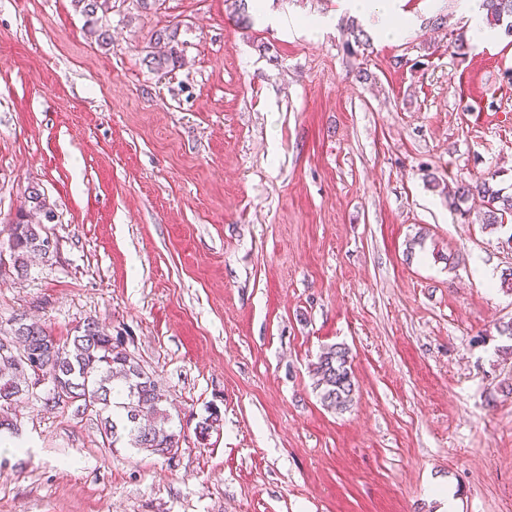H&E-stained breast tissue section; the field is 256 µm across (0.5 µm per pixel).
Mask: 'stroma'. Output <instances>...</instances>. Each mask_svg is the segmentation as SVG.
<instances>
[{
	"mask_svg": "<svg viewBox=\"0 0 512 512\" xmlns=\"http://www.w3.org/2000/svg\"><path fill=\"white\" fill-rule=\"evenodd\" d=\"M0 0V253L30 187L50 259L0 267V325L93 319L168 394L178 453L104 444L94 414L15 407L0 512H512V223L448 209L512 192V36L458 0H397L381 38L339 0ZM184 58L144 63L154 31ZM353 356L350 408L313 388ZM218 409L206 439L195 427ZM74 6L79 8L91 25L92 34H95L99 43L108 45L112 38L108 26L107 15L112 12V0H72ZM105 21V22H104ZM480 0H460V12L468 21L470 34L475 42L485 41L490 37V32L486 28L482 12L479 9L478 2ZM502 190L494 189L486 179L477 182L475 185L461 181L453 191L452 197L449 195L450 206L461 217L466 216L468 210L463 209L462 205L468 202L469 198L474 196L476 192L477 195L487 199L484 200L487 204V210L484 214L483 224L485 229L493 231L498 227H504L505 221L507 222L512 217V193L507 194ZM349 349L343 344L323 349L314 367L315 388L323 404L331 409L344 410L352 402L355 382Z\"/></svg>",
	"mask_w": 512,
	"mask_h": 512,
	"instance_id": "1",
	"label": "stroma"
}]
</instances>
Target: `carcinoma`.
<instances>
[{
    "label": "carcinoma",
    "mask_w": 512,
    "mask_h": 512,
    "mask_svg": "<svg viewBox=\"0 0 512 512\" xmlns=\"http://www.w3.org/2000/svg\"><path fill=\"white\" fill-rule=\"evenodd\" d=\"M73 3L87 18L97 41L110 44L107 15L112 12V0ZM482 9L489 25L497 26L503 19H511L506 31L512 35V0H482ZM175 38L176 30L168 27L155 32L154 44L159 49L144 58L150 70L172 71L181 66L182 56ZM476 193L486 199L485 228L493 231L504 227L512 217V193L493 188L486 179L475 185L458 183L450 206L464 216L468 210L463 204ZM28 203L29 209L20 214L11 229L10 258L19 274L27 272L31 256L48 258L57 249L46 228L56 215L39 188L31 187ZM7 345L15 347L16 358L0 356V432L18 434L10 410L30 394L29 381L39 370L51 385L44 406H74L91 411L100 421L108 446L124 441L131 449L167 460L178 453L181 433L172 426L165 390L127 351L122 337H114L98 322L88 320L75 327L73 336L61 341L21 313L12 319L9 329L0 333V349ZM314 376L315 388L326 407L344 410L350 405L355 382L352 358L345 345L324 348L315 364ZM219 422L220 414L214 409L196 426L199 439H206Z\"/></svg>",
    "instance_id": "carcinoma-1"
}]
</instances>
